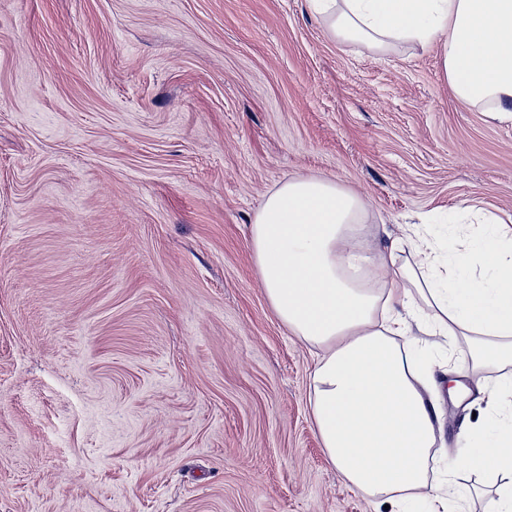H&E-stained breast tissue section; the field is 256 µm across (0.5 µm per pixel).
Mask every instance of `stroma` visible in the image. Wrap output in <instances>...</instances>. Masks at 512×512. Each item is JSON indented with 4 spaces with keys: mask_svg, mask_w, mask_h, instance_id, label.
<instances>
[{
    "mask_svg": "<svg viewBox=\"0 0 512 512\" xmlns=\"http://www.w3.org/2000/svg\"><path fill=\"white\" fill-rule=\"evenodd\" d=\"M385 233L512 231V112L460 100L437 44L371 53L307 0H0V512H386L329 464L314 353L249 228L288 177ZM419 334L467 385L473 337ZM429 478L489 512L440 401Z\"/></svg>",
    "mask_w": 512,
    "mask_h": 512,
    "instance_id": "1",
    "label": "stroma"
}]
</instances>
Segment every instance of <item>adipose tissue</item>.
Masks as SVG:
<instances>
[{
  "label": "adipose tissue",
  "instance_id": "ef3b65f1",
  "mask_svg": "<svg viewBox=\"0 0 512 512\" xmlns=\"http://www.w3.org/2000/svg\"><path fill=\"white\" fill-rule=\"evenodd\" d=\"M331 36L371 52L405 42L443 47L444 74L472 104L512 106V0H309ZM367 204L335 181L290 178L256 210L250 240L258 278L280 322L316 348L310 406L323 450L341 478L399 512H447L448 495L428 479L433 448L443 446L434 363L416 347L404 309L417 283L439 327L475 336V368L512 366V235L487 224L469 253L441 258L432 241L390 238L373 254L358 252L356 232ZM411 250L416 269L398 265ZM478 258L480 277L469 273ZM512 377L487 396L506 423L470 434L460 469L507 480L490 512H512Z\"/></svg>",
  "mask_w": 512,
  "mask_h": 512
}]
</instances>
